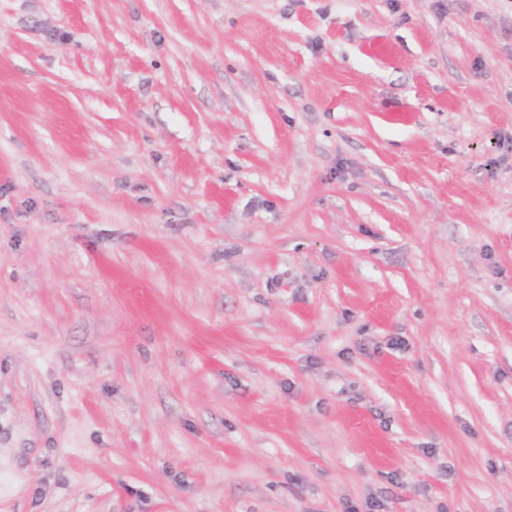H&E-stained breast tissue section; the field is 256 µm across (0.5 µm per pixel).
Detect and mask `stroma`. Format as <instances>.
Returning <instances> with one entry per match:
<instances>
[{
  "mask_svg": "<svg viewBox=\"0 0 512 512\" xmlns=\"http://www.w3.org/2000/svg\"><path fill=\"white\" fill-rule=\"evenodd\" d=\"M512 512V0H0V512Z\"/></svg>",
  "mask_w": 512,
  "mask_h": 512,
  "instance_id": "obj_1",
  "label": "stroma"
}]
</instances>
